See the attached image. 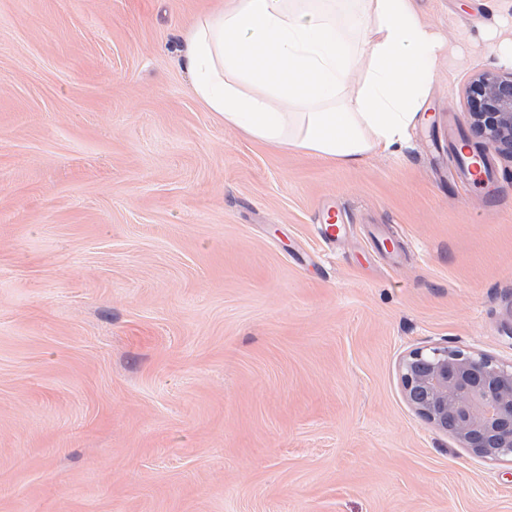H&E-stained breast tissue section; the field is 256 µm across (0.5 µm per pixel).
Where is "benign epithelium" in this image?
<instances>
[{
  "label": "benign epithelium",
  "mask_w": 512,
  "mask_h": 512,
  "mask_svg": "<svg viewBox=\"0 0 512 512\" xmlns=\"http://www.w3.org/2000/svg\"><path fill=\"white\" fill-rule=\"evenodd\" d=\"M468 114L485 143L512 153V70L476 75ZM406 399L438 433L474 457H512V364L448 347H419L402 360Z\"/></svg>",
  "instance_id": "benign-epithelium-1"
}]
</instances>
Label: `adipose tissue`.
Returning <instances> with one entry per match:
<instances>
[{
	"label": "adipose tissue",
	"mask_w": 512,
	"mask_h": 512,
	"mask_svg": "<svg viewBox=\"0 0 512 512\" xmlns=\"http://www.w3.org/2000/svg\"><path fill=\"white\" fill-rule=\"evenodd\" d=\"M439 48L417 0H224L182 59L224 124L350 166L404 144Z\"/></svg>",
	"instance_id": "obj_1"
}]
</instances>
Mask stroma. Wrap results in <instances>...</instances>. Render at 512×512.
Segmentation results:
<instances>
[{
    "label": "stroma",
    "instance_id": "obj_1",
    "mask_svg": "<svg viewBox=\"0 0 512 512\" xmlns=\"http://www.w3.org/2000/svg\"><path fill=\"white\" fill-rule=\"evenodd\" d=\"M220 0H0V512H512V460L400 362H512V156L451 178L512 0H419L446 50L401 154L264 147L188 92ZM350 212L336 245L323 200Z\"/></svg>",
    "mask_w": 512,
    "mask_h": 512
}]
</instances>
